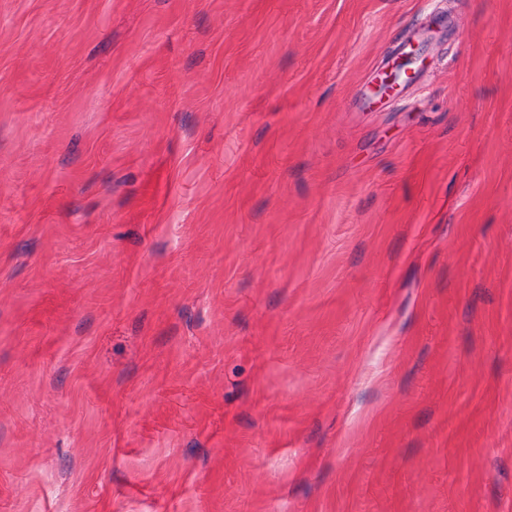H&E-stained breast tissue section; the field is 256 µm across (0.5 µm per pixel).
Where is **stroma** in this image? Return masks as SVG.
Instances as JSON below:
<instances>
[{
  "label": "stroma",
  "mask_w": 512,
  "mask_h": 512,
  "mask_svg": "<svg viewBox=\"0 0 512 512\" xmlns=\"http://www.w3.org/2000/svg\"><path fill=\"white\" fill-rule=\"evenodd\" d=\"M0 512H512V0H0ZM421 53L418 46L411 44V50L402 55L390 66L389 61L384 70V77L376 84V90L385 95L396 89L401 82H410L415 78V71L409 66L420 59Z\"/></svg>",
  "instance_id": "stroma-1"
}]
</instances>
